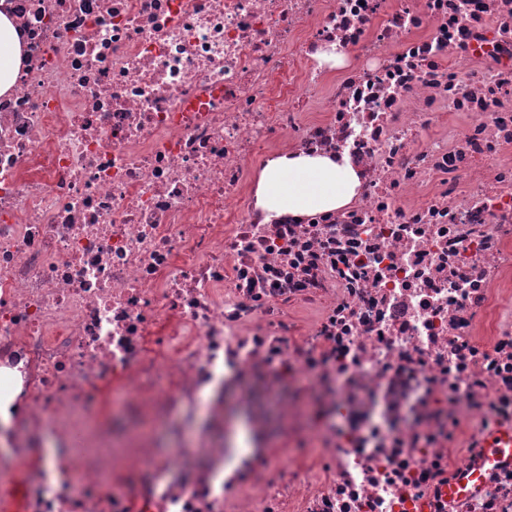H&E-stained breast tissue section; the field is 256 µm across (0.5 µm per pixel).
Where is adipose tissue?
Masks as SVG:
<instances>
[{
    "instance_id": "ef3b65f1",
    "label": "adipose tissue",
    "mask_w": 512,
    "mask_h": 512,
    "mask_svg": "<svg viewBox=\"0 0 512 512\" xmlns=\"http://www.w3.org/2000/svg\"><path fill=\"white\" fill-rule=\"evenodd\" d=\"M22 32L12 21V0H0V95L10 91L23 64ZM359 180L347 159L281 153L258 172L255 206L266 219L344 207L355 198Z\"/></svg>"
}]
</instances>
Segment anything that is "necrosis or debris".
I'll use <instances>...</instances> for the list:
<instances>
[{
    "instance_id": "necrosis-or-debris-1",
    "label": "necrosis or debris",
    "mask_w": 512,
    "mask_h": 512,
    "mask_svg": "<svg viewBox=\"0 0 512 512\" xmlns=\"http://www.w3.org/2000/svg\"><path fill=\"white\" fill-rule=\"evenodd\" d=\"M13 8L15 512H512V0ZM286 150L348 158L355 200L265 221Z\"/></svg>"
}]
</instances>
